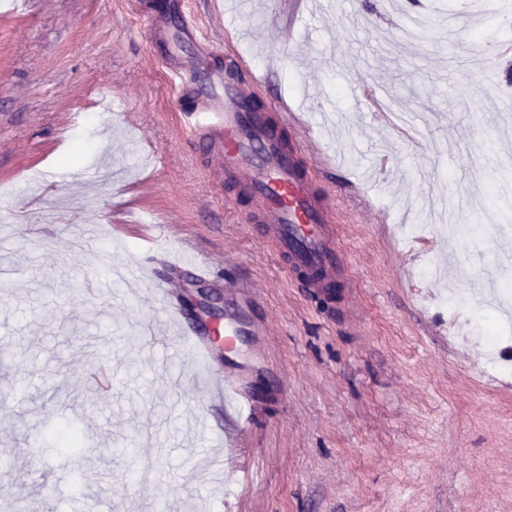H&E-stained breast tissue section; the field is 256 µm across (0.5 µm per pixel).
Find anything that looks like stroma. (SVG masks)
I'll list each match as a JSON object with an SVG mask.
<instances>
[{
  "mask_svg": "<svg viewBox=\"0 0 512 512\" xmlns=\"http://www.w3.org/2000/svg\"><path fill=\"white\" fill-rule=\"evenodd\" d=\"M146 0H31L0 7V512H512V356L492 363L476 321L512 327V13L418 0L468 16L453 44L411 40L381 0H184L224 54L288 105V138L335 201L350 279L331 311L292 282L267 226L225 201L176 108ZM501 43L484 60L478 43ZM370 80L357 109L343 81ZM403 112L445 128L402 129ZM162 163H155V156ZM210 255L205 287L252 331L209 364L159 357L132 315L143 287L76 290L101 260L152 267L178 303L169 249ZM235 373L249 423L208 402L206 372ZM70 424L81 447L55 442ZM91 480L73 495L71 478Z\"/></svg>",
  "mask_w": 512,
  "mask_h": 512,
  "instance_id": "1",
  "label": "stroma"
}]
</instances>
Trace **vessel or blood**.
I'll return each instance as SVG.
<instances>
[{"label":"vessel or blood","instance_id":"obj_1","mask_svg":"<svg viewBox=\"0 0 512 512\" xmlns=\"http://www.w3.org/2000/svg\"><path fill=\"white\" fill-rule=\"evenodd\" d=\"M173 7L180 31L193 46V56L172 60L170 75L179 90L176 105L193 142L207 154L214 176L225 188L248 197L250 220L270 225L273 245L291 276L318 292H337L349 266L337 243L333 226L336 209L324 189L308 175L304 158L288 142V114L254 111L263 81L240 60H224L216 47H204L199 23L180 0ZM171 264L189 268L199 279L209 278L213 261L192 242H181ZM123 279L146 285L150 294L167 297L168 290L137 265L123 264ZM172 326L180 338L192 342L202 359H209L212 338L198 337L187 328L181 311L165 305L160 322L143 326L145 334H158L161 325ZM206 391L242 403L244 394L232 378L211 376Z\"/></svg>","mask_w":512,"mask_h":512}]
</instances>
